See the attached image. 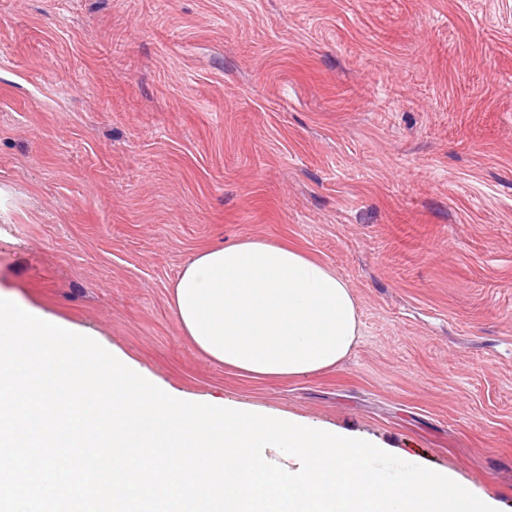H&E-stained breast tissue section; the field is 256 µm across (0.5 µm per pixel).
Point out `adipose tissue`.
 <instances>
[{"instance_id": "adipose-tissue-1", "label": "adipose tissue", "mask_w": 512, "mask_h": 512, "mask_svg": "<svg viewBox=\"0 0 512 512\" xmlns=\"http://www.w3.org/2000/svg\"><path fill=\"white\" fill-rule=\"evenodd\" d=\"M184 334L212 361L288 379L340 364L359 332L348 284L305 252L245 240L195 255L173 285Z\"/></svg>"}]
</instances>
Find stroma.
I'll return each mask as SVG.
<instances>
[{"label": "stroma", "mask_w": 512, "mask_h": 512, "mask_svg": "<svg viewBox=\"0 0 512 512\" xmlns=\"http://www.w3.org/2000/svg\"><path fill=\"white\" fill-rule=\"evenodd\" d=\"M296 247L360 334L257 380L199 251ZM162 386L379 441L512 512V0H0V290Z\"/></svg>", "instance_id": "35a3bbf8"}]
</instances>
